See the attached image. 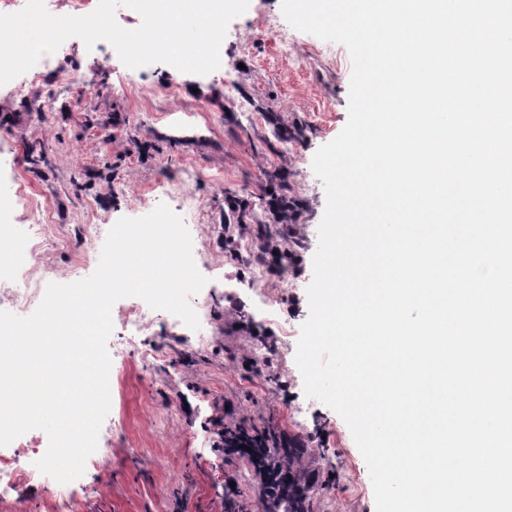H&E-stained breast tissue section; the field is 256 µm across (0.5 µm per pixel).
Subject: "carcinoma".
I'll list each match as a JSON object with an SVG mask.
<instances>
[{"label":"carcinoma","mask_w":512,"mask_h":512,"mask_svg":"<svg viewBox=\"0 0 512 512\" xmlns=\"http://www.w3.org/2000/svg\"><path fill=\"white\" fill-rule=\"evenodd\" d=\"M264 196L268 197L265 218H255L246 222V204L234 196H227L224 202V253L226 257L237 260L234 236L248 235L260 243L257 259L265 261L271 246L277 247V256L285 262L292 258L290 245L297 244L299 236L290 235L283 229L285 224L296 221L293 202L288 199V171L281 167L267 173ZM309 443L299 436L288 437L285 448H253L245 455L247 465L257 472L268 476L269 486L259 487V496L266 509L275 512H315V503L319 499V485L310 476Z\"/></svg>","instance_id":"cac0c4a2"}]
</instances>
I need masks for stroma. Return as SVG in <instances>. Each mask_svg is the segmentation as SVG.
Wrapping results in <instances>:
<instances>
[{"label":"stroma","instance_id":"stroma-1","mask_svg":"<svg viewBox=\"0 0 512 512\" xmlns=\"http://www.w3.org/2000/svg\"><path fill=\"white\" fill-rule=\"evenodd\" d=\"M260 14L235 18L221 45L225 75L235 80L249 111L224 97L223 77L174 71L164 63L146 71L126 67L105 41L86 48L72 38L70 62L92 87L77 94L64 82L46 78L27 98L0 93V153L13 166L0 183L23 187L24 205L13 224L50 220L53 234L40 250L42 285L69 284L90 276L97 260L73 271L69 242L79 225L110 231L141 196L157 197L169 208L179 200L164 194L159 178L174 179L193 167L201 177L188 186L203 218L193 233L200 246L224 253V195L246 198L251 215L263 216L265 171L284 165L289 195L303 205L305 244L280 271H268L269 288L279 296L276 318L264 321L248 287V260L225 263L212 284L213 340L203 351L187 348L189 328H173L169 312L155 310L141 336L129 337L120 314H113L109 351L111 405L96 451L83 475L72 481L67 504L52 497L53 479L29 487L0 484V512H258V480L245 460L218 448L216 431L227 423L273 426L311 438V469L334 491L319 512H376L367 464L343 418L306 397L295 362L296 338H282L280 323L300 329L308 316L307 288L325 192L312 169L315 152L336 138L348 120L352 64L344 45L334 58L324 40L289 29L296 48L283 52L273 40L243 45ZM171 84L173 99L155 97L154 84ZM299 128L302 150L276 132L278 124ZM36 145L38 163L26 156ZM161 342L174 357L144 361V340ZM270 352L271 378H257L249 360ZM297 412L287 422L285 409Z\"/></svg>","mask_w":512,"mask_h":512}]
</instances>
